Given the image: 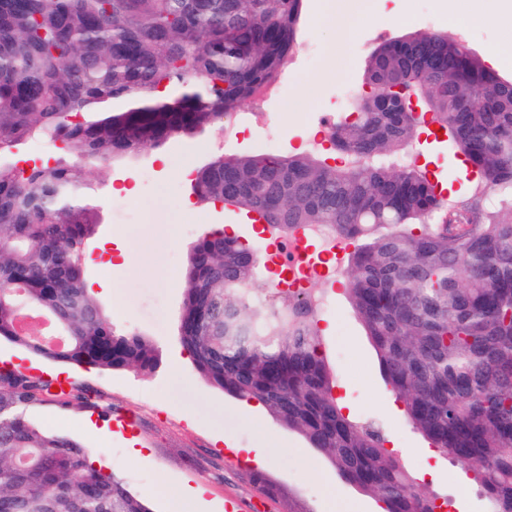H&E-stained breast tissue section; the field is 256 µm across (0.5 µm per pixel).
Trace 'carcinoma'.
<instances>
[{"label":"carcinoma","mask_w":512,"mask_h":512,"mask_svg":"<svg viewBox=\"0 0 512 512\" xmlns=\"http://www.w3.org/2000/svg\"><path fill=\"white\" fill-rule=\"evenodd\" d=\"M303 0H0V339L77 367L152 372L159 350L117 328L86 286L100 224L89 175L112 161L206 130L274 85L298 41ZM334 163L310 152L211 156L190 190L231 213L259 212L274 239L315 224L353 242L344 292L387 389L412 428L512 512V79L440 32L370 55ZM444 130L448 167L469 169L465 196L392 157L418 141L424 115ZM32 141L63 155L20 165ZM255 249L215 230L184 271L182 345L224 394L262 405L324 454L383 512H440L333 395L317 291L251 284ZM35 308L68 336L58 349L21 332ZM51 383L0 370V512H150L75 440L32 424L25 407Z\"/></svg>","instance_id":"obj_1"}]
</instances>
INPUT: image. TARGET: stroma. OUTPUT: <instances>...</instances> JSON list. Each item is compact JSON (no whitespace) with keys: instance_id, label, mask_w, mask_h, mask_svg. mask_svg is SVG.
Returning <instances> with one entry per match:
<instances>
[{"instance_id":"stroma-1","label":"stroma","mask_w":512,"mask_h":512,"mask_svg":"<svg viewBox=\"0 0 512 512\" xmlns=\"http://www.w3.org/2000/svg\"><path fill=\"white\" fill-rule=\"evenodd\" d=\"M319 2H303L299 46L274 94L243 103L225 124L223 137L205 132L174 140L91 175L99 188L101 223L87 247L92 261L86 280L114 324L158 346L159 369L146 375L132 369L67 366L0 341V368L21 357L30 365L31 376L69 380L68 405L45 398L27 407L28 419L81 442L96 466L122 478L147 500L152 512H170L172 500L186 487L198 485L204 494L194 512H224L228 500L235 501L240 512H381L373 496L342 481L325 455L309 448L264 407L225 395L196 371L180 341L183 272L192 247L224 223L225 212L199 204L183 209L189 190L182 170L218 152H305L307 139L323 120L344 121V87H363L367 58L384 42L411 33L441 32L464 40L511 79L512 48H502L501 29L471 7L470 0H409L403 24L389 19L395 0H370L376 22L361 28L345 58L337 59L332 55L333 32L316 22ZM250 112L267 113L270 130L255 127L239 133ZM123 185L132 187V194L120 193ZM104 249L126 250L128 258L100 266L94 258ZM311 286L326 296L319 311L323 351L345 413L382 428L387 448L422 490L447 498L451 512H488L489 501L471 475L413 433L340 287L330 278L312 281ZM118 415L137 421L140 457H132L123 438L93 434L82 426L87 417L108 424ZM242 448H262L267 456L248 462L238 454ZM254 470L265 474L274 496L256 491L250 480Z\"/></svg>"}]
</instances>
